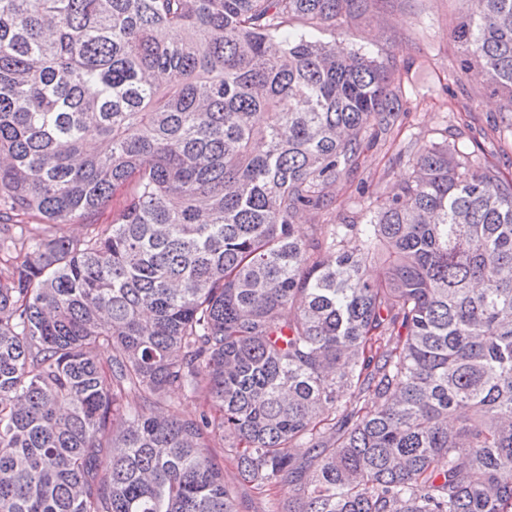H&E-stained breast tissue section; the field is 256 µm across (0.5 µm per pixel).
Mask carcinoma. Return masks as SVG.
I'll use <instances>...</instances> for the list:
<instances>
[{
    "label": "carcinoma",
    "mask_w": 512,
    "mask_h": 512,
    "mask_svg": "<svg viewBox=\"0 0 512 512\" xmlns=\"http://www.w3.org/2000/svg\"><path fill=\"white\" fill-rule=\"evenodd\" d=\"M469 2L512 112V0ZM367 8L0 0V512H237L215 448L275 512H512V182L431 143L294 232L402 111L315 36Z\"/></svg>",
    "instance_id": "obj_1"
}]
</instances>
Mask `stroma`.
Returning a JSON list of instances; mask_svg holds the SVG:
<instances>
[{
    "instance_id": "obj_1",
    "label": "stroma",
    "mask_w": 512,
    "mask_h": 512,
    "mask_svg": "<svg viewBox=\"0 0 512 512\" xmlns=\"http://www.w3.org/2000/svg\"><path fill=\"white\" fill-rule=\"evenodd\" d=\"M470 9L469 0H373L366 13L344 23L342 37L388 65L403 110L389 130L376 132L357 168L337 182L330 210L301 214L298 237L335 216L359 212L365 197L391 196L425 144L446 140L476 152L481 163L512 180V112L477 69L464 66V48L454 37ZM363 184L369 188L365 197L359 192ZM224 481L238 512H272L274 503L293 493L285 482L268 492L254 489L239 480L229 458Z\"/></svg>"
}]
</instances>
